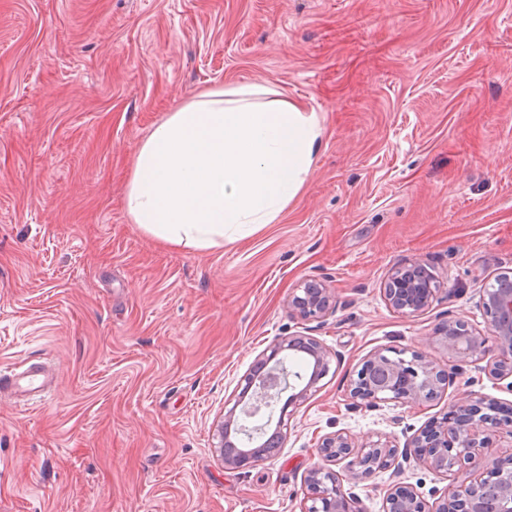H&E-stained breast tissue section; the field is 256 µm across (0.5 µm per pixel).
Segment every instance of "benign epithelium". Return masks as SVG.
I'll use <instances>...</instances> for the list:
<instances>
[{
  "mask_svg": "<svg viewBox=\"0 0 512 512\" xmlns=\"http://www.w3.org/2000/svg\"><path fill=\"white\" fill-rule=\"evenodd\" d=\"M442 283L427 263L413 260L393 269L383 282L382 293L394 311L409 317L427 311ZM335 292L318 279H305L288 298V309L302 319L322 318L335 308ZM480 305L487 318L488 332L477 334L461 319L446 320L435 334L436 342L448 352V361L461 367L485 358L487 343L493 341L500 355L487 361L483 372L488 378L506 382L512 392V281L499 278L482 289ZM303 353L312 360L309 376L300 373L296 379L303 386L288 398V404L300 405L317 392L318 383L329 370L330 352L314 337L292 335L281 337L270 348V354L258 363L271 364L261 376H244L243 391H252V402L241 414L252 418L292 387L289 374L280 369L283 351ZM448 385V372L438 368L426 352H404L390 357L383 350L371 353L356 377L348 385L349 406L377 408L393 401L420 404L441 393ZM509 404L482 399L466 400L453 405L438 426L412 436L403 449L386 442H373L356 450L355 442L342 432L325 435L317 445L320 462L310 468L305 479L307 493L302 512H355L353 493L337 479L331 463L348 461L353 477H365L379 468L403 469V464L423 463L439 473L469 468L462 481L448 486L444 495L428 503L411 486H393L385 499V512H512V455L493 458L488 448L493 438L504 434L512 440V416ZM232 406L216 425L214 450L229 468L252 466L273 456L283 447L286 437L276 432L274 441L226 452L230 430L244 433V425L236 418Z\"/></svg>",
  "mask_w": 512,
  "mask_h": 512,
  "instance_id": "1",
  "label": "benign epithelium"
}]
</instances>
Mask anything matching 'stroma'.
Instances as JSON below:
<instances>
[{"label": "stroma", "mask_w": 512, "mask_h": 512, "mask_svg": "<svg viewBox=\"0 0 512 512\" xmlns=\"http://www.w3.org/2000/svg\"><path fill=\"white\" fill-rule=\"evenodd\" d=\"M266 85L318 112L323 142L280 220L207 250L142 233L124 191L142 140L194 95ZM420 258L432 309L381 284ZM512 275V0H0V371L56 364L55 395L0 399V512H301L317 443L404 448L472 395L512 404L477 365L453 370L446 318L478 332L482 288ZM308 277L336 296L304 320ZM332 354L279 452L229 469L213 430L255 359L286 335ZM451 373L420 405L348 409L377 350ZM422 464L354 481L358 512ZM335 292L318 279H305L288 298V309L302 319L323 318L335 308Z\"/></svg>", "instance_id": "obj_1"}]
</instances>
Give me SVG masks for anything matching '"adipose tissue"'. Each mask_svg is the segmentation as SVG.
I'll use <instances>...</instances> for the list:
<instances>
[{"label":"adipose tissue","mask_w":512,"mask_h":512,"mask_svg":"<svg viewBox=\"0 0 512 512\" xmlns=\"http://www.w3.org/2000/svg\"><path fill=\"white\" fill-rule=\"evenodd\" d=\"M322 138L316 112L269 87L204 92L139 145L125 187L127 217L175 247L250 237L300 193Z\"/></svg>","instance_id":"1"}]
</instances>
